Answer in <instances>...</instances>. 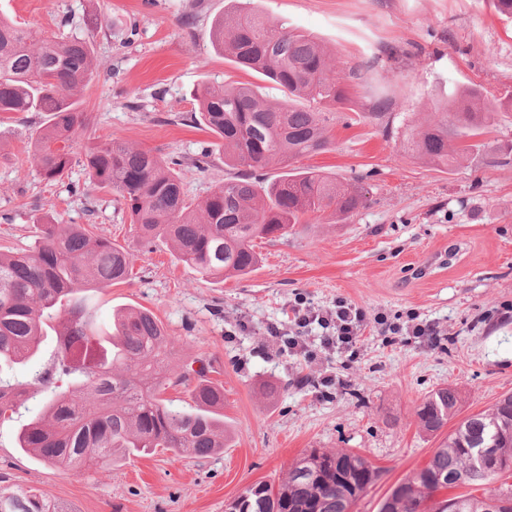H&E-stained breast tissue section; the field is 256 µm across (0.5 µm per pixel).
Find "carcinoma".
I'll return each mask as SVG.
<instances>
[{
  "instance_id": "carcinoma-1",
  "label": "carcinoma",
  "mask_w": 512,
  "mask_h": 512,
  "mask_svg": "<svg viewBox=\"0 0 512 512\" xmlns=\"http://www.w3.org/2000/svg\"><path fill=\"white\" fill-rule=\"evenodd\" d=\"M214 46L237 67L260 73L283 93L275 106L250 87L204 83L193 98L190 121L224 143V165L235 176L194 202L185 195L178 156L164 158L116 139L74 150L86 115L74 91L93 75L90 39L43 35L0 17V114L46 112L32 134L40 177L56 182L84 158L92 185L117 197L144 247L172 245L176 259L207 280L252 272L260 262L257 239H276L308 224L331 223L364 206L366 190L314 168L284 172L271 184L261 170L326 150L330 113L358 77L331 63L311 35L288 29L259 12L227 11L215 23ZM507 100L471 86L448 92L434 119L406 122V148L438 165L454 167L486 147ZM133 255L81 224L53 218L29 251L0 254V423L32 400L41 410L16 433V445L42 463L89 472L117 457L160 448L176 456L211 455L224 448L219 411L224 389L198 383L194 408L164 398L187 373L168 368L166 331L147 309H120L112 321L95 319L93 299L130 279ZM51 330L54 347L45 367L21 380L14 370L42 352ZM452 387L428 395L416 415L437 433L459 414ZM512 472V395L459 420L429 461L398 483L380 512H512V485H491ZM377 469L346 450L313 448L297 457L278 484L248 487L227 512H351ZM483 493H460L464 487ZM448 497L429 508V497ZM0 512H69L35 488L0 491Z\"/></svg>"
}]
</instances>
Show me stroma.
<instances>
[{
  "instance_id": "35a3bbf8",
  "label": "stroma",
  "mask_w": 512,
  "mask_h": 512,
  "mask_svg": "<svg viewBox=\"0 0 512 512\" xmlns=\"http://www.w3.org/2000/svg\"><path fill=\"white\" fill-rule=\"evenodd\" d=\"M231 7L316 36L338 66H367L335 108L329 148L294 162L344 184L362 179L366 203L346 220L257 241L258 268L216 284L169 246L144 248L114 195L90 188L81 165L54 185L41 181L30 133L44 113L0 118V250L34 247L48 216L128 249L134 276L98 296V316L152 310L173 365L223 387L230 435L228 448L207 457L159 450L75 473L16 448L17 425L7 422L0 485L38 488L70 512H224L247 487L278 483L304 451L344 448L380 470L352 512H379L441 440L418 427L425 397L454 387L466 416L512 393V112L452 169L406 152L395 133L407 118L432 120L451 89L512 93V18L492 0H0V15L63 37L100 19L96 68L77 93L87 134L184 157V191L199 200L233 171L220 148L208 172L191 163L211 140L184 121L197 86L242 82L268 102L282 97L214 52L213 24ZM339 297L370 317L419 314L444 336L427 345L371 327L356 356L323 353L314 365L271 342L269 326L288 327L295 299L325 309ZM323 370L335 375L332 387L319 383ZM266 385L273 396L262 395Z\"/></svg>"
}]
</instances>
